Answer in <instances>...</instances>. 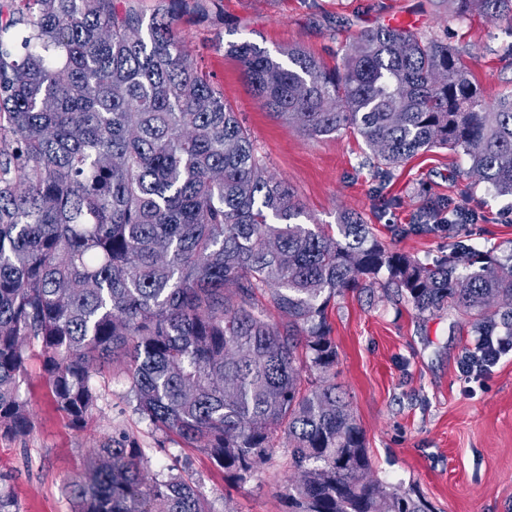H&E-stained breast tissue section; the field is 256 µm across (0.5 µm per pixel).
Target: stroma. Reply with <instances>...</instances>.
Masks as SVG:
<instances>
[{"instance_id": "stroma-1", "label": "stroma", "mask_w": 512, "mask_h": 512, "mask_svg": "<svg viewBox=\"0 0 512 512\" xmlns=\"http://www.w3.org/2000/svg\"><path fill=\"white\" fill-rule=\"evenodd\" d=\"M387 24L448 41L486 103L512 94V32L478 15L455 18L450 0H215L208 12L187 11L178 34L249 130L269 173L288 182L315 223L333 227L340 215L358 213L389 248L433 263L454 252V240L440 232L397 236L391 227L412 224L428 200L464 197L480 216L467 228L471 244L505 259L512 196L471 175L462 150L418 153L379 178L351 131L310 136L263 107L228 51L242 41L272 52L301 46L332 67L360 32ZM328 318L335 381L351 397L374 478L425 498L433 512H512V351L488 371L464 376L461 361L478 341L471 318L452 307L417 315L380 286L336 296ZM94 385L96 408L84 428H74L52 402L39 347L29 348L20 393L31 426L20 436L0 433V494L17 512H72L65 485L121 432L144 449L148 477L180 463L215 512H288L295 475L285 447L235 482L199 449L141 418L123 362L105 367Z\"/></svg>"}]
</instances>
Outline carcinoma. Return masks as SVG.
Listing matches in <instances>:
<instances>
[{
	"label": "carcinoma",
	"mask_w": 512,
	"mask_h": 512,
	"mask_svg": "<svg viewBox=\"0 0 512 512\" xmlns=\"http://www.w3.org/2000/svg\"><path fill=\"white\" fill-rule=\"evenodd\" d=\"M124 0H0V431L30 427L25 346L44 357L57 410L81 427L94 376L128 363L136 410L201 449L224 476L251 477L286 435L289 512H432L371 478L363 429L334 380L332 298L385 285L423 315L475 316L512 338V262L467 245L424 263L387 248L356 213L332 234L266 175L248 129L189 59L177 23ZM512 30V0H452ZM230 51L260 103L310 136L349 130L381 175L420 151L461 148L512 195V97L485 108L448 44L378 26L341 66L300 48L288 62L247 41ZM443 214L445 223L437 222ZM480 216L429 202L393 233L460 236ZM288 317L270 319L268 307ZM127 435L67 487L74 512H214L179 474L143 477Z\"/></svg>",
	"instance_id": "obj_1"
}]
</instances>
